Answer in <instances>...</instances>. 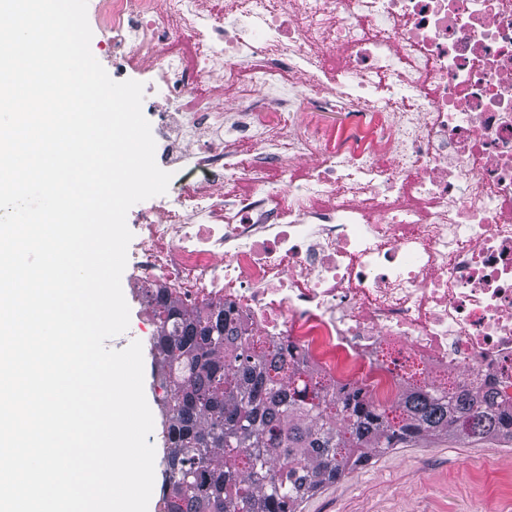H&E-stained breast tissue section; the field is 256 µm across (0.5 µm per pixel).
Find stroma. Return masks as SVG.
Returning <instances> with one entry per match:
<instances>
[{
  "mask_svg": "<svg viewBox=\"0 0 512 512\" xmlns=\"http://www.w3.org/2000/svg\"><path fill=\"white\" fill-rule=\"evenodd\" d=\"M144 393L155 425V472H164L160 399L151 354H144ZM497 442L451 438L373 456L333 485L305 499L300 512H512V467L485 473L479 462Z\"/></svg>",
  "mask_w": 512,
  "mask_h": 512,
  "instance_id": "stroma-1",
  "label": "stroma"
}]
</instances>
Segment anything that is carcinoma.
<instances>
[{
    "instance_id": "1",
    "label": "carcinoma",
    "mask_w": 512,
    "mask_h": 512,
    "mask_svg": "<svg viewBox=\"0 0 512 512\" xmlns=\"http://www.w3.org/2000/svg\"><path fill=\"white\" fill-rule=\"evenodd\" d=\"M148 298L164 389L163 512H298L375 451L446 436L512 441V408L490 393L412 388L378 410L358 391L301 381L282 350L251 352L222 307L188 310L165 291Z\"/></svg>"
}]
</instances>
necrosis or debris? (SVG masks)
<instances>
[{
  "label": "necrosis or debris",
  "mask_w": 512,
  "mask_h": 512,
  "mask_svg": "<svg viewBox=\"0 0 512 512\" xmlns=\"http://www.w3.org/2000/svg\"><path fill=\"white\" fill-rule=\"evenodd\" d=\"M200 2L99 6L106 56L182 105L161 129L189 180L142 212L129 283L381 408L512 405V0Z\"/></svg>",
  "instance_id": "1"
}]
</instances>
